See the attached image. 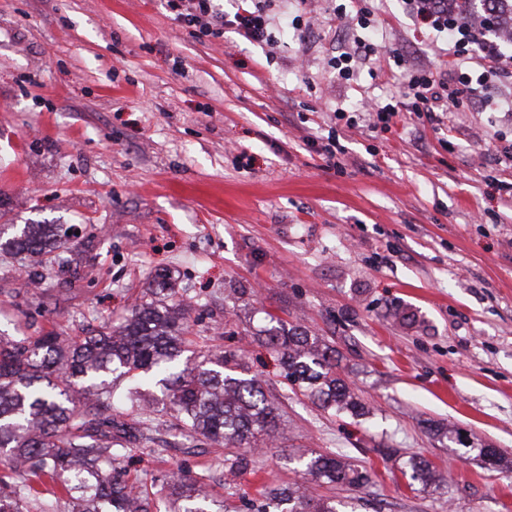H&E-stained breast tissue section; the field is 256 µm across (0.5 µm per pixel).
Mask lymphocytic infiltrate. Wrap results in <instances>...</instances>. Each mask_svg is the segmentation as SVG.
<instances>
[{"mask_svg": "<svg viewBox=\"0 0 512 512\" xmlns=\"http://www.w3.org/2000/svg\"><path fill=\"white\" fill-rule=\"evenodd\" d=\"M404 9L418 28L442 36L445 46L441 64H408L397 50L376 59L377 43L359 39L353 51L329 58L328 65L343 80H351L354 60L375 59L376 71L394 65L404 80L399 91L386 100L370 104L366 123L370 132L387 133L402 113L439 126L446 112H459L480 104L486 85L512 77V52H504L491 40L492 31L505 33L512 41V0H501L492 12L467 17V0H402ZM176 21L197 37L219 38L233 28L253 43L272 40V18L263 6L238 7L233 15L217 11L213 0H167Z\"/></svg>", "mask_w": 512, "mask_h": 512, "instance_id": "obj_1", "label": "lymphocytic infiltrate"}]
</instances>
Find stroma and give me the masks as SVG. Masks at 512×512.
Returning a JSON list of instances; mask_svg holds the SVG:
<instances>
[{"label":"stroma","mask_w":512,"mask_h":512,"mask_svg":"<svg viewBox=\"0 0 512 512\" xmlns=\"http://www.w3.org/2000/svg\"><path fill=\"white\" fill-rule=\"evenodd\" d=\"M360 9L375 30L357 26ZM269 12L267 45L230 28L195 37L166 0H0V224L79 232L74 278L0 259V333L81 335L170 273L192 302L191 349L238 351L278 406L277 438L224 488V512L301 483L310 451L375 471L365 487H308L365 498L366 512H512V167L495 151L512 116L475 107L438 130L409 115L394 133L344 129L342 167L326 169L313 143L335 107L398 89L364 62L338 80L328 57L375 32L418 62L440 44L401 0H271ZM295 14L308 30L284 28ZM269 314L335 349L369 417L290 388L258 337ZM436 426L506 465L453 453ZM415 454L447 487L407 488L398 465ZM223 457L173 440L161 416L126 466L148 484L219 478Z\"/></svg>","instance_id":"1"}]
</instances>
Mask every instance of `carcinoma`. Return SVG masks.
I'll return each instance as SVG.
<instances>
[{
	"label": "carcinoma",
	"instance_id": "obj_1",
	"mask_svg": "<svg viewBox=\"0 0 512 512\" xmlns=\"http://www.w3.org/2000/svg\"><path fill=\"white\" fill-rule=\"evenodd\" d=\"M72 227L0 225V251L26 254L66 272L73 263ZM189 305L162 275L117 326L85 336L55 330L31 339L0 335V512H153L155 494L127 479L122 463L162 413L178 435L230 448L224 472L235 476L250 457L235 449L271 437L277 408L262 382L235 373V352L184 356ZM293 388L332 415L360 417L365 406L338 370L336 351L297 326L265 330ZM132 417V422L125 421ZM463 454L498 465V449L440 432ZM303 478L329 486H366L375 473L342 454L312 452L298 461ZM415 491L446 484L423 456L402 469ZM168 512H224V497L178 472L163 482ZM253 512H341L335 499L300 487L268 488Z\"/></svg>",
	"mask_w": 512,
	"mask_h": 512
}]
</instances>
